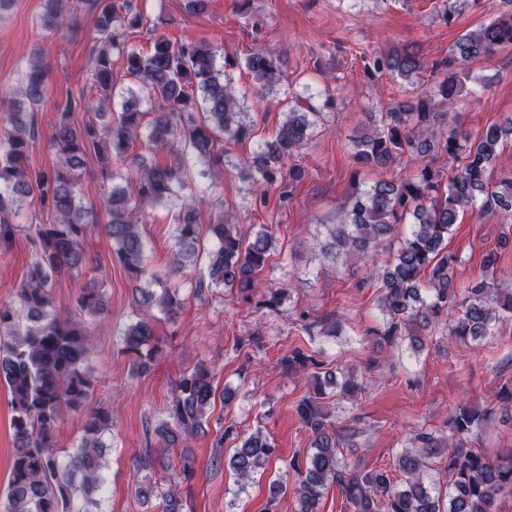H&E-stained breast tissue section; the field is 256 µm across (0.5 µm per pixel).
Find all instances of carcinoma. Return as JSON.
Segmentation results:
<instances>
[{
    "label": "carcinoma",
    "mask_w": 512,
    "mask_h": 512,
    "mask_svg": "<svg viewBox=\"0 0 512 512\" xmlns=\"http://www.w3.org/2000/svg\"><path fill=\"white\" fill-rule=\"evenodd\" d=\"M91 5L99 11L90 77L93 96L58 106L51 133L58 162L52 169L36 170L29 160L35 112L47 96L46 65L40 58L32 57L21 71L23 98L0 111V246L8 247L25 229L36 253L14 300L0 304V382L10 391L15 442L3 512H91L87 505L97 504L106 482L102 448L110 416L105 408L91 411L77 446L56 450L63 413L81 412L91 399L93 384L84 364L105 312L104 292L94 279L78 290V316L63 318L53 305L55 277L82 266L83 245L93 230L81 198L86 155L94 153L100 163L103 201L110 216L103 231L112 240L113 258L136 282L135 302L140 306L155 303L167 316L179 306L177 292L165 288L158 297L141 287L155 278L148 268V241L138 219V213L148 208L174 209L173 262L178 265L198 255L201 234L207 232L214 240L207 253L209 284L235 289L249 303L275 248L274 237L266 230L243 238L229 215L200 224L202 200L185 193L193 180L187 155L210 161L207 175L217 179L223 165L231 162L224 150L216 148L217 142L243 143L251 135L248 113L232 79L216 66L212 48L190 37L173 43L160 36L150 52L141 53L125 41L126 33L143 23V15L130 0H91ZM79 9L70 0H44L37 25L55 32L64 18L76 17ZM505 44H512V11L462 35L451 48L450 60L429 65L419 52L404 46L374 61L377 69L412 85L428 69L444 70L443 78L420 89L414 101L389 107L372 130L354 142L362 165L383 171L405 164L415 168L413 174L397 181L379 180L370 187L353 185L338 223L329 229V241L321 246L334 258L359 253L373 260L395 225L413 217L400 247L377 273L386 322L382 336L387 341L405 337L421 347L423 330L449 316V335L480 343L494 335L499 323L512 320V292L500 294L492 277L457 287L453 277L457 258L448 252V235L460 212L478 200H483L478 203L482 209L512 212V176L491 181L496 158L512 135V122L488 126L476 141L444 129L455 120L465 82L464 70L452 64L488 57ZM116 54L125 60L128 93H144L148 110L128 102L116 115L106 111L115 95L112 57ZM245 67L260 96L281 82L280 61L262 49L246 57ZM286 106L273 141L243 160L250 179L262 189L280 183L285 159L304 147L320 125L322 113L303 111L302 97L286 99ZM78 108L97 112L100 121L75 126L70 113ZM164 152L175 155V161L155 160ZM438 152L455 165V173L446 178L424 162ZM34 193L47 221L26 228L13 223L11 215L20 214L26 198ZM511 241L505 234L498 247L485 251L486 270L496 273L498 249ZM260 297L258 307L276 310L285 289H270ZM155 329L154 320L139 318L124 333V351L134 357L141 373L149 369L156 351ZM282 362L306 378L308 394L297 402L296 412L314 437L305 465L291 463L298 479L295 512H317L330 485L339 488L350 512H496L497 497L512 492V449L490 458L472 446L495 409H455L445 444L431 431L415 433L419 447L397 456L404 485L400 489L385 469L340 466L339 454L349 436L335 429L322 400L330 389L353 397L365 388L352 376L338 378L333 370L311 371L322 362L299 348ZM218 397L228 404L235 393L230 389L217 393L208 368L197 366L183 375L167 407V420L156 429L162 446L174 448L202 431ZM230 436L240 438L228 465L243 490L271 461L275 448L263 431L241 438L231 426L216 447ZM442 444L438 469L442 484L429 486L428 458ZM144 478L137 489L140 499L146 503L160 499L162 512H179L176 487L159 491L147 481L149 475Z\"/></svg>",
    "instance_id": "carcinoma-1"
}]
</instances>
